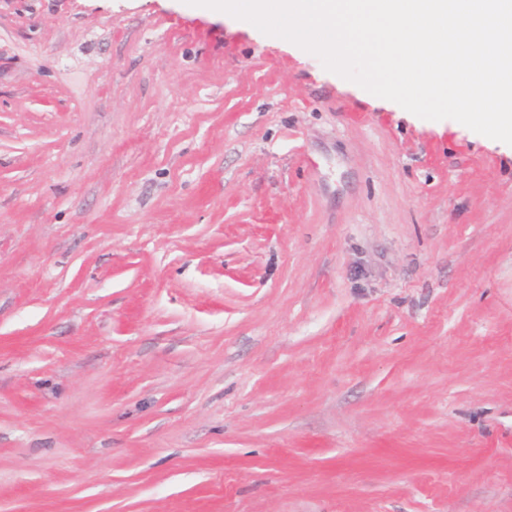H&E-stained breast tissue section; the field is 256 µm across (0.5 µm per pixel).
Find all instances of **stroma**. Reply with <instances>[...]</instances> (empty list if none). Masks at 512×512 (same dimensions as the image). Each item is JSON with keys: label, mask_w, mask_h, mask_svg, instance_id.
I'll list each match as a JSON object with an SVG mask.
<instances>
[{"label": "stroma", "mask_w": 512, "mask_h": 512, "mask_svg": "<svg viewBox=\"0 0 512 512\" xmlns=\"http://www.w3.org/2000/svg\"><path fill=\"white\" fill-rule=\"evenodd\" d=\"M0 512H512V148L185 0H0Z\"/></svg>", "instance_id": "1"}]
</instances>
